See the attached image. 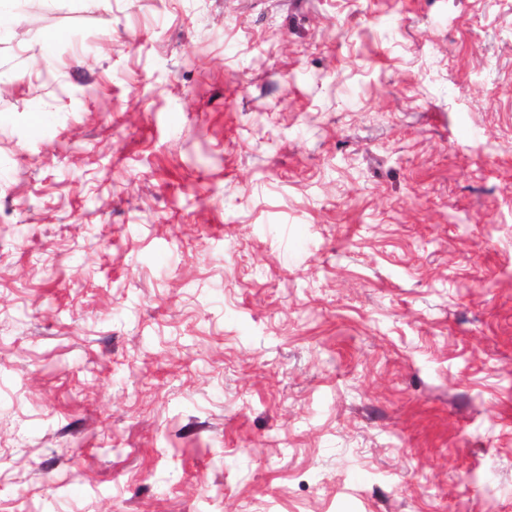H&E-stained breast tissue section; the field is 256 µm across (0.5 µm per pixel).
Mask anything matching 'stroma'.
<instances>
[{
  "mask_svg": "<svg viewBox=\"0 0 512 512\" xmlns=\"http://www.w3.org/2000/svg\"><path fill=\"white\" fill-rule=\"evenodd\" d=\"M0 512H512V0H0Z\"/></svg>",
  "mask_w": 512,
  "mask_h": 512,
  "instance_id": "35a3bbf8",
  "label": "stroma"
}]
</instances>
